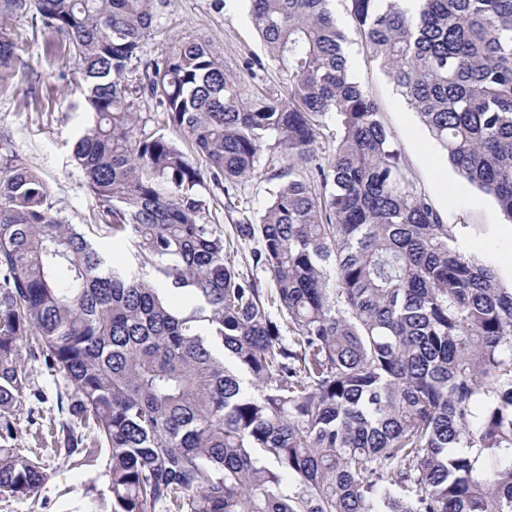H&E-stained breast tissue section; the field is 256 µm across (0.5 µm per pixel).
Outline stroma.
I'll return each mask as SVG.
<instances>
[{"instance_id":"35a3bbf8","label":"stroma","mask_w":512,"mask_h":512,"mask_svg":"<svg viewBox=\"0 0 512 512\" xmlns=\"http://www.w3.org/2000/svg\"><path fill=\"white\" fill-rule=\"evenodd\" d=\"M12 26L23 37L26 50L13 72L0 74V137L7 139L46 181L68 223H93L95 201L82 172L70 160L74 141L91 121L84 83L60 50L65 42L62 35L42 28L30 13L14 18ZM183 33L208 42L247 88L283 93L274 65L253 70L246 67L247 62L264 54L247 0H166L153 31L143 42L142 61L160 55L173 36ZM348 38L353 79L378 102L417 190L427 195L447 223L458 225V242L463 248L500 264L502 256L512 252V223L503 218L492 198L470 184H463L452 201L444 200L439 184L454 177V170L417 115L364 52L356 33H349ZM282 166L272 150H264L255 176L242 183L239 193L252 218L263 214L280 183ZM24 366L44 391L45 400L34 422L16 421L6 445L37 455L48 479L38 496H0V512H111L108 449L93 446L77 461H68L62 451L66 430L76 427L77 422L57 405L65 381L61 374L33 360H25Z\"/></svg>"}]
</instances>
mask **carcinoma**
<instances>
[{
  "label": "carcinoma",
  "mask_w": 512,
  "mask_h": 512,
  "mask_svg": "<svg viewBox=\"0 0 512 512\" xmlns=\"http://www.w3.org/2000/svg\"><path fill=\"white\" fill-rule=\"evenodd\" d=\"M333 2L250 0L279 98L190 35L126 78L165 0H0L1 72L22 51L11 18L68 38L93 117L72 159L98 216L65 223L0 147V438L44 399L25 352L109 448L112 512H512V287L414 187ZM346 2L451 167L512 223V0ZM266 148L288 180L255 223L233 198ZM207 180L237 213L231 239ZM255 239L260 277L232 259ZM46 480L0 448V495Z\"/></svg>",
  "instance_id": "obj_1"
}]
</instances>
